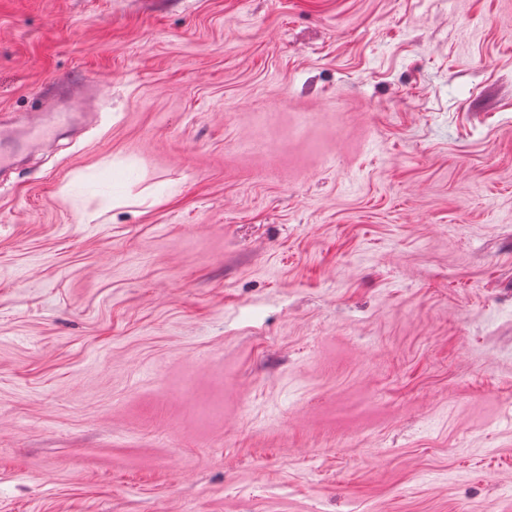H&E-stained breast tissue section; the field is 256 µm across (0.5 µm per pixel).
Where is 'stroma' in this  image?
I'll return each mask as SVG.
<instances>
[{
    "mask_svg": "<svg viewBox=\"0 0 512 512\" xmlns=\"http://www.w3.org/2000/svg\"><path fill=\"white\" fill-rule=\"evenodd\" d=\"M0 512H512V0H0ZM82 112H73L66 106L49 113L48 117L32 123L26 129L27 141L36 145H50L56 141L59 130L71 125Z\"/></svg>",
    "mask_w": 512,
    "mask_h": 512,
    "instance_id": "1",
    "label": "stroma"
}]
</instances>
